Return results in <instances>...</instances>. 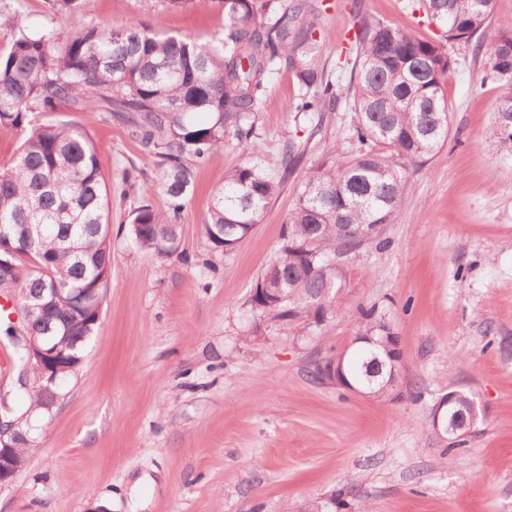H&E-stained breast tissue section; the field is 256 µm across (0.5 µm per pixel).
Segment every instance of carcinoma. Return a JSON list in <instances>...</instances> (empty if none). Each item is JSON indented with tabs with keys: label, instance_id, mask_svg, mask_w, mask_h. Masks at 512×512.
Returning a JSON list of instances; mask_svg holds the SVG:
<instances>
[{
	"label": "carcinoma",
	"instance_id": "1",
	"mask_svg": "<svg viewBox=\"0 0 512 512\" xmlns=\"http://www.w3.org/2000/svg\"><path fill=\"white\" fill-rule=\"evenodd\" d=\"M224 37L200 44L188 37L161 38L140 22L88 26L76 32L47 31L18 21L0 5V129L21 136L13 159L0 168V289L19 306L48 296L44 317L32 332L51 328L65 353L57 378L74 374L110 283L111 246L108 186L97 149L75 122L41 121L36 113L107 112L134 129L155 169L153 189L169 212L150 204L137 208L130 233L159 258L180 253L178 215L193 184L191 162H204L224 139L243 150L258 137L256 115L271 80L292 72L299 87L289 111L322 112L343 101L354 112L349 137L361 150L335 167L311 169L304 180L279 257L255 288L260 318H307L320 324L337 311L344 288L342 265H332L362 243L368 229L391 221L408 186L409 167L435 154L448 136V102L442 83L456 61L443 45L413 31L364 19L350 40L357 80L342 86L320 62L313 24L302 19L304 4L267 0L263 13L254 0H218ZM493 0H424L427 18L445 29L448 41H470L480 32ZM488 58V77L499 84L495 123L501 155L512 158V20L498 35L476 45ZM301 156L282 152L279 174L258 163L231 168L212 195L202 231L216 251L235 242L262 220L281 182ZM40 232L27 236L25 225ZM53 288L60 294L50 295ZM355 347L343 357L351 383L376 400L392 398L390 366L373 376L375 358L386 359L385 316L361 311ZM26 412L52 416L50 400L32 384Z\"/></svg>",
	"mask_w": 512,
	"mask_h": 512
}]
</instances>
